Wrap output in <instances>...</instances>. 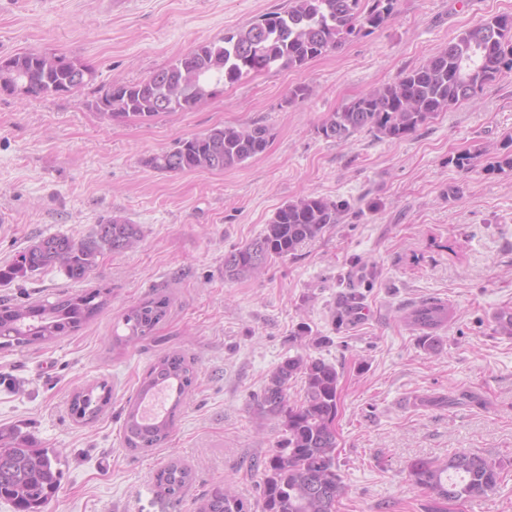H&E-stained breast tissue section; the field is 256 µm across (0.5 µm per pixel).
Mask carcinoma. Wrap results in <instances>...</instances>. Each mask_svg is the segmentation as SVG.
Segmentation results:
<instances>
[{"label":"carcinoma","mask_w":512,"mask_h":512,"mask_svg":"<svg viewBox=\"0 0 512 512\" xmlns=\"http://www.w3.org/2000/svg\"><path fill=\"white\" fill-rule=\"evenodd\" d=\"M397 0H289L288 9L224 36L220 42L198 45L170 66L135 83L110 86L94 103L110 121L151 119L167 112H192L208 99L249 75L274 66L298 69L338 48L362 28H378L392 15ZM0 90L20 87L34 97L57 96L86 85L91 65L63 54L29 51L3 59ZM504 71H512V15L494 16L463 30L448 45L396 82L371 89L331 112L318 132L326 140L345 142L367 130L379 138L402 140L441 112L475 99ZM270 129L216 126L201 135L181 139L174 149L153 155L145 164L166 172L224 171L263 153ZM340 205L307 195L278 208L263 232L224 255V277L237 280L262 271L273 257L293 255L306 242L338 222ZM137 225L120 216L103 220L84 238L41 236L0 268V281L24 279L53 267L75 282L88 280L106 253L120 254L140 241ZM112 289L85 291L21 304H0V348L24 349L82 329L108 304ZM169 296L153 293L122 313L127 330L112 337V347L134 346L154 337L170 310ZM448 303L426 300L405 308L400 320L421 333L431 350L440 343L439 330L451 318ZM304 380L303 398L292 402L290 381ZM195 381L194 361L178 351L154 360L138 394L126 409L123 437L132 451L148 452L166 443L185 397ZM339 373L322 358L297 354L270 373L255 402L261 417L278 419L283 438L263 463L261 512H336L344 481L336 467V418ZM75 393L71 415L87 420L100 414L111 399L106 384ZM162 393L171 400L161 413L148 417V400ZM56 454L36 448L29 439L0 429V499L15 512H45L56 493L62 471ZM413 484L429 492L425 512H448L494 491L501 468L488 458L459 450L442 463L418 458L410 463ZM193 470L171 460L156 476L164 496L181 494L192 482ZM253 505L230 489L217 485L205 493L198 512H252Z\"/></svg>","instance_id":"obj_1"}]
</instances>
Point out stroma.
<instances>
[{
  "mask_svg": "<svg viewBox=\"0 0 512 512\" xmlns=\"http://www.w3.org/2000/svg\"><path fill=\"white\" fill-rule=\"evenodd\" d=\"M288 0H0V58L59 53L93 66L85 86L36 98L0 91V268L38 236L86 237L117 215L139 225L136 249L105 255L88 281L109 306L78 333L0 349V428L62 461L48 512H196L213 486L259 499L261 463L283 436L254 413L270 372L296 355L335 364L340 404L337 512H423L409 478L417 458L466 449L502 467L487 497L448 512H512V336L495 314L512 307V170L494 161L512 140V71L477 102L439 113L409 137L361 131L324 139L318 127L350 99L423 64L460 31L512 0H397L380 28L298 69L272 68L225 86L192 112L111 122L94 103L117 80L137 82L199 44L285 10ZM308 85L310 95L289 102ZM269 127L260 155L226 171L164 172L146 158L217 125ZM469 155L468 170L455 157ZM342 204L336 224L262 273L224 277V256L256 238L287 201ZM59 268L0 284V302L80 291ZM171 299L154 339L116 351L125 308ZM430 298L453 318L436 350L398 320ZM180 350L197 381L170 439L138 453L123 439L125 406L156 356ZM107 384L111 401L76 422L73 395ZM192 467L177 499L158 497L170 460Z\"/></svg>",
  "mask_w": 512,
  "mask_h": 512,
  "instance_id": "obj_1",
  "label": "stroma"
}]
</instances>
